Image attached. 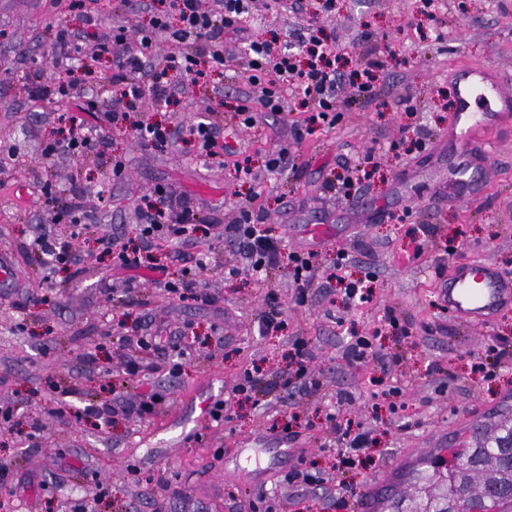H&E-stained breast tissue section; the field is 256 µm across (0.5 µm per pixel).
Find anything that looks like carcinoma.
<instances>
[{"instance_id":"carcinoma-1","label":"carcinoma","mask_w":512,"mask_h":512,"mask_svg":"<svg viewBox=\"0 0 512 512\" xmlns=\"http://www.w3.org/2000/svg\"><path fill=\"white\" fill-rule=\"evenodd\" d=\"M510 436L511 429L486 446L448 449L446 500L452 512H492L494 503L512 501V447H501Z\"/></svg>"}]
</instances>
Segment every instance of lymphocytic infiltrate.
Segmentation results:
<instances>
[{"label":"lymphocytic infiltrate","instance_id":"f902f5d3","mask_svg":"<svg viewBox=\"0 0 512 512\" xmlns=\"http://www.w3.org/2000/svg\"><path fill=\"white\" fill-rule=\"evenodd\" d=\"M85 28L74 34L66 25H59L56 40L66 48L65 57L52 58L51 75L36 73L28 87L32 100L73 94L76 88L111 87L117 98L116 106L103 111L97 98H87L83 112L102 111L105 120L115 128L130 131L143 147L163 151L184 141L193 144L203 162L217 161L223 156H234L237 174L253 185H260L262 174H279L297 168L296 148L325 126L335 125L348 111L354 100L375 98L376 74L385 66V60L373 50L359 54L356 67L341 70L339 53L328 45L324 30L316 17H304V35L296 48L284 47L278 37L258 40L249 32L246 20L256 7L268 11L288 10L302 14V0H218V10L204 7L203 0H159L153 11L149 29H142L139 14L144 0H121L123 16L113 24L111 33L99 28V0H78ZM165 40L168 48L158 52V40ZM111 61V71H104L103 61ZM244 71L250 92L241 96L235 113L241 126L254 127L258 121L254 103H261L265 111L281 113L286 101H293L299 118L292 124L293 147L281 146L265 154L262 171H254L250 157L221 137L213 120L190 122L171 129L169 124L146 119L145 102H152L156 110L168 109L175 102L173 77L179 76L189 84H207L223 77L224 73ZM350 87V97H342L343 87ZM106 141L101 132L86 128L80 114L62 113L53 139L47 144L46 156L71 154L77 157L100 154ZM138 210V224L131 231L135 244H128L112 236L100 237L99 251L76 254L73 242L85 227L78 214L82 207L80 196L64 199L54 191H47L46 204L61 221H67L68 234H41L27 245V254L44 255L64 272L81 275L87 263L109 256L113 263L126 269L149 266L162 273L160 288L167 295L185 301H207L206 284L202 279L209 270L206 253H198L191 266L169 272L160 264L159 256L174 253L179 246L199 241L209 235V224L185 199H179L164 187H156L143 197ZM254 197L237 203V216L229 226V235L237 245L239 270L260 274L288 260L297 304L308 301L312 288L333 282V275H322L314 251L286 250L282 237L272 235L264 225V217L254 209ZM118 331L112 345L121 360L127 378L146 381L159 372L151 360V351L157 350L153 336H131L125 331L131 318L130 304H123ZM313 353L304 337H294L287 366L274 379H267L261 367L245 371L231 396L237 400H251L258 396H273L288 389L305 394L318 390L320 380L314 374ZM160 402L151 390L141 394L139 402L115 408L104 400L88 405L83 414L103 425L115 422L117 416L141 418L153 414Z\"/></svg>","mask_w":512,"mask_h":512}]
</instances>
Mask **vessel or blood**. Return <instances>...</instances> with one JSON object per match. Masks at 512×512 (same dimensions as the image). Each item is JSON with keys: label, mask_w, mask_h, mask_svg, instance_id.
Returning <instances> with one entry per match:
<instances>
[{"label": "vessel or blood", "mask_w": 512, "mask_h": 512, "mask_svg": "<svg viewBox=\"0 0 512 512\" xmlns=\"http://www.w3.org/2000/svg\"><path fill=\"white\" fill-rule=\"evenodd\" d=\"M454 90L451 135L461 153L448 165V200L453 204L480 196L477 169L490 165L498 147L500 109L512 105V75L468 67L461 71ZM440 299L450 317L484 326L512 308V277L485 258L456 263L440 279Z\"/></svg>", "instance_id": "b4317fda"}]
</instances>
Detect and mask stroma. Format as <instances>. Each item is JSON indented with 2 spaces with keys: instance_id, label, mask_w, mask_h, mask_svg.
Here are the masks:
<instances>
[{
  "instance_id": "35a3bbf8",
  "label": "stroma",
  "mask_w": 512,
  "mask_h": 512,
  "mask_svg": "<svg viewBox=\"0 0 512 512\" xmlns=\"http://www.w3.org/2000/svg\"><path fill=\"white\" fill-rule=\"evenodd\" d=\"M71 2L0 0V148L15 149L26 162L0 172V250L11 254L17 282L10 298L0 299V406L11 409L15 421L14 431H0V462L11 471L0 485V503L10 512H76L82 504L89 512H352L353 494L362 489L369 492L368 512H423L440 503L446 474L433 469L437 454L468 438L479 444L501 435L512 421V361L490 379L472 370L475 355L502 339L512 343V309L485 327L459 323L441 309L436 283L438 260L447 254L492 259L512 276V126L501 133L477 201L449 203L445 189L452 76L464 65L512 71V0H439L430 17L417 13L414 0H336L334 14L323 20L329 44L352 62L363 33L374 34L389 56L378 97L359 101L335 127L306 141L297 173L265 177L261 204L273 233L289 248L317 251L321 270L332 269L342 250L351 258L345 278L370 277L371 302L350 308L337 292L296 304L284 266L266 275L229 274L234 244L224 225L235 203L253 192L232 162L203 164L182 143L163 152L145 149L116 128L106 131L107 153L124 160V178L113 177L105 159L94 156L45 158L57 113L28 98L23 77L47 68L60 21L81 28ZM244 89L231 73L216 88L182 85L169 111L149 105L145 116L189 122L206 103L223 98L219 128L247 148L258 169L266 150L290 141V117L269 114L251 129L240 128L228 105ZM405 127L421 132L425 150L398 157L387 151L353 198L324 191L338 160L387 150ZM46 179L57 193L81 191V221L91 227L79 241L84 250L95 248L99 235L126 233L137 221L140 197L157 186L188 197L201 216L217 218L205 243L214 270L204 280L213 303L169 304L150 281L108 258L73 279L47 274L21 251L35 228L68 230L36 201V183ZM100 184L106 188L101 199L95 194ZM316 224L332 225V234L313 240L309 229ZM422 224L435 234L411 262V232ZM271 290L288 321L284 336L258 333ZM116 294L144 303L142 324L162 338L152 359L166 367L180 362L181 371L153 378L162 397L157 413L100 428L81 413L108 397L120 368L112 355ZM390 309L408 327V338L395 336L385 322ZM354 331L402 355V397L389 395L382 364H347L343 353ZM296 336L309 340L322 388L267 409L236 404L228 419L213 421L209 406L227 398L252 365L271 375L284 367ZM88 352L96 358L90 367L82 362ZM51 379L78 391L57 398L47 386ZM340 391L350 398L343 416L369 430L371 439L363 463L344 471L324 420ZM294 413L311 427L289 443L286 457L268 458L256 482L233 472L235 448L274 444L271 424ZM36 421L43 426L38 445L25 447L21 433ZM299 461L312 474L343 475L353 487L345 507L335 505L338 488H289L284 477Z\"/></svg>"
}]
</instances>
